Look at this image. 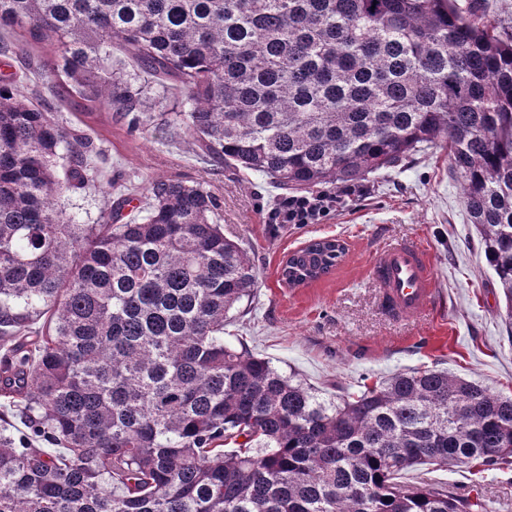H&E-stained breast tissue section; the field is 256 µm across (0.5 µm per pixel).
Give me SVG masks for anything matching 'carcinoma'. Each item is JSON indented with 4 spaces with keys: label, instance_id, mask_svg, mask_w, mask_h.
<instances>
[{
    "label": "carcinoma",
    "instance_id": "cac0c4a2",
    "mask_svg": "<svg viewBox=\"0 0 512 512\" xmlns=\"http://www.w3.org/2000/svg\"><path fill=\"white\" fill-rule=\"evenodd\" d=\"M18 29L55 43L86 112L138 126L143 88L176 79L173 121L286 189L448 150L512 330V35L484 16L455 0H0V33ZM114 48L136 72L109 71ZM15 85L0 76V398L53 448L0 431V512H486L426 474L511 469L512 397L428 369L326 400L224 343L256 271L216 197L160 177L146 216L71 223L92 143ZM344 254L318 239L282 274Z\"/></svg>",
    "mask_w": 512,
    "mask_h": 512
}]
</instances>
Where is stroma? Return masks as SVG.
I'll list each match as a JSON object with an SVG mask.
<instances>
[{
    "mask_svg": "<svg viewBox=\"0 0 512 512\" xmlns=\"http://www.w3.org/2000/svg\"><path fill=\"white\" fill-rule=\"evenodd\" d=\"M55 48L35 47L16 87L29 100L55 105L73 132L93 143L99 182L64 200L73 223L101 224L118 199H144L158 176L202 184L218 199L216 218L253 262L254 291L232 310L224 339L267 359L284 375L326 395L357 392L413 369L445 368L458 377L512 396V337L504 321V297L466 212L459 184L448 176L445 152L413 155L405 167L366 176V195L321 224H268L267 210L279 197L269 178L225 165L202 153L184 125L161 121L178 102V92L150 86L143 96L155 120L134 128L114 112L71 111L69 95L54 70ZM339 237L348 251L327 276L289 288L280 263L312 239ZM391 241L425 245L436 270L444 305L402 321L380 305L381 291L370 268ZM447 485L482 490L489 512H512V469L474 475L471 466L435 471Z\"/></svg>",
    "mask_w": 512,
    "mask_h": 512,
    "instance_id": "1",
    "label": "stroma"
}]
</instances>
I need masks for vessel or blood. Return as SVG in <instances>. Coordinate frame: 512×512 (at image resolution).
<instances>
[{
  "instance_id": "obj_1",
  "label": "vessel or blood",
  "mask_w": 512,
  "mask_h": 512,
  "mask_svg": "<svg viewBox=\"0 0 512 512\" xmlns=\"http://www.w3.org/2000/svg\"><path fill=\"white\" fill-rule=\"evenodd\" d=\"M372 276L383 288V306L403 319L429 311L439 299L435 269L426 247L414 242H396L375 258Z\"/></svg>"
}]
</instances>
